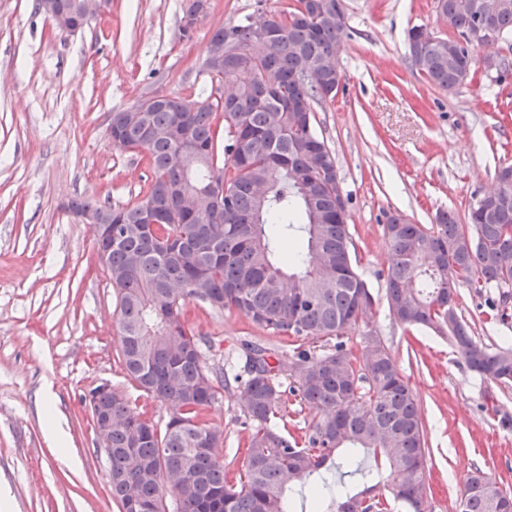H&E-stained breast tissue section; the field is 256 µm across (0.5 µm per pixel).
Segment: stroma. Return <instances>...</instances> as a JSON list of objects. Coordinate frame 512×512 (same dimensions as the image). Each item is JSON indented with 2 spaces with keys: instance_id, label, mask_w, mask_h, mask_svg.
Segmentation results:
<instances>
[{
  "instance_id": "stroma-1",
  "label": "stroma",
  "mask_w": 512,
  "mask_h": 512,
  "mask_svg": "<svg viewBox=\"0 0 512 512\" xmlns=\"http://www.w3.org/2000/svg\"><path fill=\"white\" fill-rule=\"evenodd\" d=\"M36 3L0 0V488L6 512H119L83 398L106 384L156 422L170 410L123 371L116 294L93 228L68 205L76 197L115 207L139 200L150 171L140 155L110 144L112 114L151 95L206 96L212 30L280 16L295 0H209L188 39L191 0H110L75 32L58 29ZM344 5L343 85L313 105L373 294L344 342L357 352L376 336L396 355L426 424L430 512H459L473 471L512 492V388L474 375L447 340L392 320L384 225L395 211L415 224L434 223L441 210L462 215L494 189L496 170L512 163V67L440 90L412 66L407 46L415 26L447 34L435 0ZM459 307L484 343L512 341V319L486 322L483 300L468 289ZM184 321L207 339L205 367L224 370V396L206 415L224 433L218 454L232 478L246 463L243 346L286 352L292 341L192 299Z\"/></svg>"
}]
</instances>
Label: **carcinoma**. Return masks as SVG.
<instances>
[{"instance_id":"1","label":"carcinoma","mask_w":512,"mask_h":512,"mask_svg":"<svg viewBox=\"0 0 512 512\" xmlns=\"http://www.w3.org/2000/svg\"><path fill=\"white\" fill-rule=\"evenodd\" d=\"M494 11L505 37L512 34V0H437V11L452 35L422 38L408 32L410 59L433 86L454 90L472 59L461 45L476 24L474 6ZM345 26L343 0H308L266 20L215 29L208 53L221 51L223 66L207 70L211 85L231 87L228 95L180 101L161 98L145 108L112 113V135L145 154L151 179L142 200L112 207L86 198L73 212L111 211L112 251L103 262L118 308L121 361L127 377L145 394L177 413L164 425L143 417L121 393L98 386L89 393L90 411L112 410V499L120 512L131 505L144 512H291V492L318 475L314 509L336 499V512H426V434L419 404L399 361L377 336L356 355L339 338L366 316L373 296L355 269L347 220L336 213V160L315 129L314 112L300 118L288 111L297 98L310 104L336 96V77L322 73ZM316 66L303 79L298 63ZM222 117L224 127L216 123ZM184 126L195 150L194 164L180 174L183 146L169 136ZM498 188L470 206L467 223L453 212L435 223L394 224L385 232L391 246L386 302L392 319L445 336L482 380L512 387V346L488 345L474 336L459 308V289L487 296L486 315L506 321L512 305V165L496 171ZM224 182L223 223L180 212L178 193ZM269 195L258 201L251 184ZM151 208L156 224L143 223ZM197 299L234 310L255 325L297 340L338 339L317 354L299 345L282 356L248 345V378L241 392L249 428L245 469L232 480L216 450L224 433L204 411L224 395L222 369L208 371L201 339L186 327L182 307ZM314 410L310 431L284 433L277 424L283 381ZM341 448L362 449L374 467L352 456L326 466ZM174 480L166 504L159 478ZM357 474L359 492L342 477ZM512 494L480 471L469 475L461 512H500Z\"/></svg>"}]
</instances>
